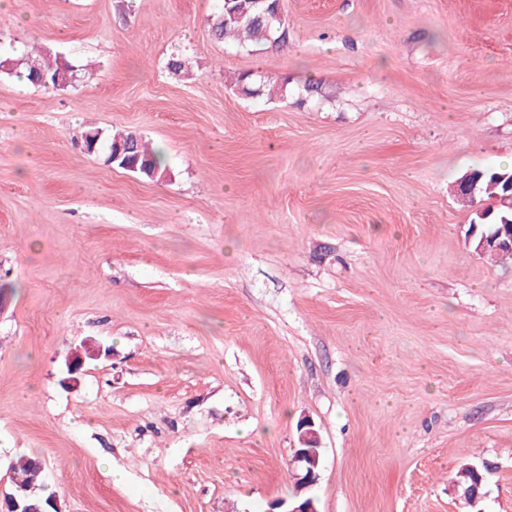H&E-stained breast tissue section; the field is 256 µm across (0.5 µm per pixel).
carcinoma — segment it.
Masks as SVG:
<instances>
[{
  "mask_svg": "<svg viewBox=\"0 0 512 512\" xmlns=\"http://www.w3.org/2000/svg\"><path fill=\"white\" fill-rule=\"evenodd\" d=\"M272 0H223L220 13L212 25L215 38L224 41H234L241 46L262 51L268 47L283 46L288 43V23L284 13L271 9ZM26 66L27 80L37 85L42 77L50 78L60 70L59 61L52 64H42L36 60L24 62ZM236 85L246 96H267L269 98L286 90L288 77H283L280 82H272L268 79L256 82L252 75L243 73L237 77ZM128 148L125 155L128 159H120L113 166L122 169L124 162L136 164L135 173L149 180H161L166 176L167 170L158 159V150L150 149L142 137L135 133L115 135L107 144V150L112 151L118 146ZM512 175V169L485 168L479 175L476 197L487 199L490 204L486 212L490 217L479 225L477 236H489L496 232L500 224L506 218H511L512 213L504 207L496 205L498 196L503 193V180ZM15 480L10 482V492L4 495L9 498L14 495L22 504H35L45 507L53 495L47 492V487L42 479V468L39 460L22 456L14 460L10 465ZM483 471L475 465L460 467L457 472L458 483L466 489L478 483V477Z\"/></svg>",
  "mask_w": 512,
  "mask_h": 512,
  "instance_id": "cac0c4a2",
  "label": "carcinoma"
}]
</instances>
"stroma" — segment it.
<instances>
[{
    "instance_id": "35a3bbf8",
    "label": "stroma",
    "mask_w": 512,
    "mask_h": 512,
    "mask_svg": "<svg viewBox=\"0 0 512 512\" xmlns=\"http://www.w3.org/2000/svg\"><path fill=\"white\" fill-rule=\"evenodd\" d=\"M221 6L0 11V496L25 455L60 512H268L306 415L318 512H468L463 463L512 512V265L465 247L453 192L512 163V0H282L260 52L213 39ZM31 52L90 73L32 85ZM236 85L238 89L246 96H267L269 98L274 97L278 93L286 90L288 85V77H283L280 82H271L268 78L264 81L257 83L253 80L252 75L248 73L240 74L237 77ZM119 145L124 146L126 151L124 155L129 157V163H136V167L131 166V168H136V170H128L124 166V156L120 160L110 163L114 167L136 173L152 181L161 180L166 176L167 170L158 159V150L156 148L151 150L141 136L136 133L113 136L107 144L108 156ZM129 145L131 146L130 149L128 148Z\"/></svg>"
}]
</instances>
